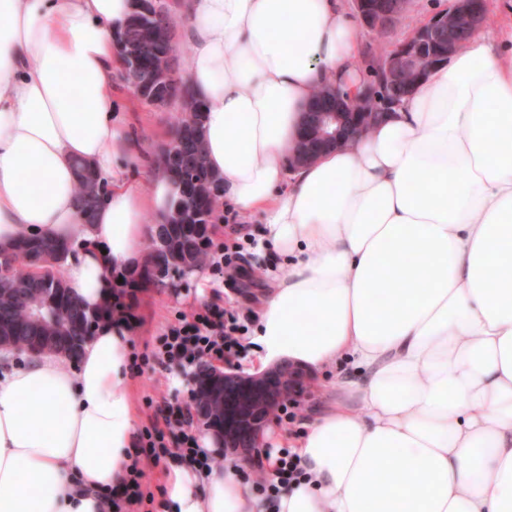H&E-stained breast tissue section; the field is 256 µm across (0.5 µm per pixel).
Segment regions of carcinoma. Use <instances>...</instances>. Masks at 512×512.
<instances>
[{
	"mask_svg": "<svg viewBox=\"0 0 512 512\" xmlns=\"http://www.w3.org/2000/svg\"><path fill=\"white\" fill-rule=\"evenodd\" d=\"M126 44L137 51L141 65V77L163 75L173 70V56L168 51L171 39L169 8L165 0H137V9L131 15L123 32ZM201 113L182 110L175 117L172 133L180 135L181 156L174 163L164 164V169L173 181L177 195L172 202L169 222L174 224L176 234L169 237L168 250L184 254L188 237L183 232L178 209L183 200L188 179L198 178L203 173L210 177L199 182L201 204L194 213L183 219L189 229L198 224L207 225L215 219L219 179L206 166L200 134ZM105 186L95 174L77 176L75 200L84 223L90 224L98 207L103 203ZM71 251L66 240L54 242L20 238L8 248H0V347L19 351L34 348L40 336H67L70 344L62 352L73 358L78 355L90 329L111 316V311H89L81 308L70 297L66 284L57 268L59 257ZM205 263V250L189 253V261L172 264L165 261L166 268H175L179 275L199 269ZM55 298V316L43 323L31 319V310L46 303L48 297Z\"/></svg>",
	"mask_w": 512,
	"mask_h": 512,
	"instance_id": "obj_1",
	"label": "carcinoma"
}]
</instances>
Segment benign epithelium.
I'll list each match as a JSON object with an SVG mask.
<instances>
[{"instance_id": "7a95c632", "label": "benign epithelium", "mask_w": 512, "mask_h": 512, "mask_svg": "<svg viewBox=\"0 0 512 512\" xmlns=\"http://www.w3.org/2000/svg\"><path fill=\"white\" fill-rule=\"evenodd\" d=\"M406 5L407 0H355L357 15L370 31L390 25ZM488 9L489 0H452L447 10L432 16L384 57L382 88L365 90L357 102L335 91L313 103L304 115L291 166L306 164L367 131L380 118L382 104L406 97L466 44V38L450 39L448 32L483 25ZM137 74L136 66L124 71L133 93L152 104L180 82L170 72L158 84L146 85ZM310 382L306 369L287 360L252 374L208 368L192 379L193 401L198 419L221 439L224 449L252 464L281 402L304 395Z\"/></svg>"}]
</instances>
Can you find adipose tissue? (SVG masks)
Instances as JSON below:
<instances>
[{
    "instance_id": "1",
    "label": "adipose tissue",
    "mask_w": 512,
    "mask_h": 512,
    "mask_svg": "<svg viewBox=\"0 0 512 512\" xmlns=\"http://www.w3.org/2000/svg\"><path fill=\"white\" fill-rule=\"evenodd\" d=\"M133 0H0V247L70 240L87 310L136 268L168 214L163 169L112 100ZM185 82L205 160L238 220L260 216L285 270L258 313V361L337 366L336 400L295 440L300 481L261 502L245 461L172 463L165 512H512V29L485 28L368 135L294 168L313 89L354 92L344 0H183ZM110 194L93 223L76 160ZM425 258L414 266L412 256ZM130 327L77 359L0 360V512H112L137 441Z\"/></svg>"
}]
</instances>
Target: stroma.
<instances>
[{"mask_svg":"<svg viewBox=\"0 0 512 512\" xmlns=\"http://www.w3.org/2000/svg\"><path fill=\"white\" fill-rule=\"evenodd\" d=\"M451 0H410L400 21L390 29L382 42H375L374 35L362 31L360 36L359 65L363 72L372 73L381 57L386 55L397 43L410 36L412 32L428 21L434 14L447 10ZM112 96L119 108L124 109L131 133L141 141L147 154L159 158L170 134L172 117L178 112V103L158 105L149 110H142L139 99L131 87L122 78H115ZM265 227L259 220H252L244 225L241 233L235 234L226 224H213L210 237L216 246L242 244L244 252L253 267L269 269L275 260L264 246ZM269 278L238 277L234 287L224 290V306L235 311L245 319L246 328L241 339L242 348L233 368L251 373L256 369V353L252 338L254 336V316L263 304ZM220 287L212 269L202 268L190 275L179 287L158 288L147 286L136 289L131 300L133 310L138 317L131 326V342L134 352H144L146 345L154 343L156 336L165 326L173 322L177 312L186 313L200 309L212 295L214 288ZM189 377L180 369L172 372H159L152 365H143L134 378L133 400L138 415L139 425H147L150 409V397L163 394L173 400H186L189 397ZM336 397V374L327 368L313 371L311 386L302 399L298 412L301 419L310 418L324 409Z\"/></svg>","mask_w":512,"mask_h":512,"instance_id":"stroma-1","label":"stroma"}]
</instances>
